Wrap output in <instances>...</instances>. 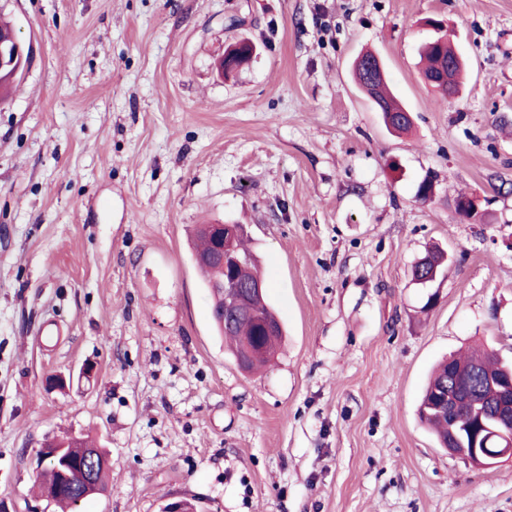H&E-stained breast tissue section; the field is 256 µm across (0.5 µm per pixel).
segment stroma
<instances>
[{
	"mask_svg": "<svg viewBox=\"0 0 512 512\" xmlns=\"http://www.w3.org/2000/svg\"><path fill=\"white\" fill-rule=\"evenodd\" d=\"M0 17L32 49L0 99L10 512H54L36 455L71 435L111 460L76 512H512V460L475 467L418 416L440 361L512 357V0H0ZM429 18L467 63L452 99L420 71ZM240 39L256 54L223 77ZM365 50L409 133L355 85ZM462 193L489 198L487 223L455 217ZM200 224L248 228L286 329L263 372L213 325ZM433 246L451 264L425 287L411 270Z\"/></svg>",
	"mask_w": 512,
	"mask_h": 512,
	"instance_id": "obj_1",
	"label": "stroma"
}]
</instances>
